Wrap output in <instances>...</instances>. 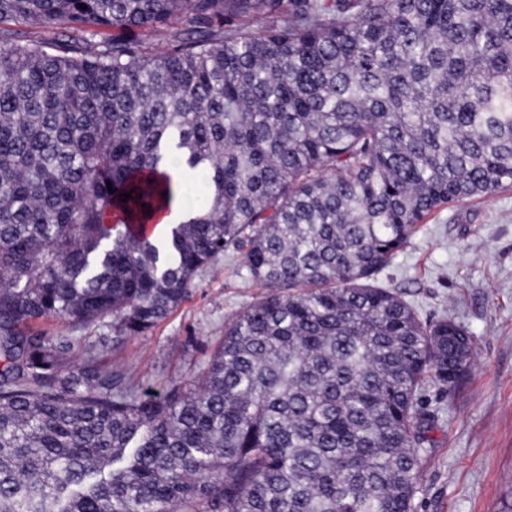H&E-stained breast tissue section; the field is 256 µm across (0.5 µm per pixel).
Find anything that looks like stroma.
<instances>
[{
  "label": "stroma",
  "instance_id": "35a3bbf8",
  "mask_svg": "<svg viewBox=\"0 0 512 512\" xmlns=\"http://www.w3.org/2000/svg\"><path fill=\"white\" fill-rule=\"evenodd\" d=\"M240 264L225 253L186 303L148 335L125 340L113 362L147 392L187 384L225 323L266 294L240 277ZM375 282L421 319L464 325L477 347L454 390L426 394L436 426L415 512H512V189L429 218Z\"/></svg>",
  "mask_w": 512,
  "mask_h": 512
}]
</instances>
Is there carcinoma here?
Instances as JSON below:
<instances>
[{
    "mask_svg": "<svg viewBox=\"0 0 512 512\" xmlns=\"http://www.w3.org/2000/svg\"><path fill=\"white\" fill-rule=\"evenodd\" d=\"M9 23L0 512H415L421 393L475 342L373 280L512 186V0H0ZM177 193L189 218L139 238ZM230 249L268 293L190 389L39 329L145 335Z\"/></svg>",
    "mask_w": 512,
    "mask_h": 512,
    "instance_id": "1",
    "label": "carcinoma"
}]
</instances>
